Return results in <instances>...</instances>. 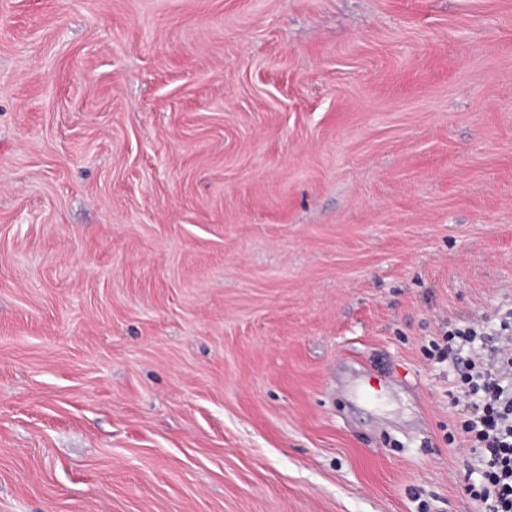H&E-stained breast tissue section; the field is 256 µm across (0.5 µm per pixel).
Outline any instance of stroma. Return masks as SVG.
<instances>
[{"instance_id":"35a3bbf8","label":"stroma","mask_w":512,"mask_h":512,"mask_svg":"<svg viewBox=\"0 0 512 512\" xmlns=\"http://www.w3.org/2000/svg\"><path fill=\"white\" fill-rule=\"evenodd\" d=\"M510 302L512 0H0V512H475Z\"/></svg>"}]
</instances>
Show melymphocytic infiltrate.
Segmentation results:
<instances>
[{
  "label": "lymphocytic infiltrate",
  "mask_w": 512,
  "mask_h": 512,
  "mask_svg": "<svg viewBox=\"0 0 512 512\" xmlns=\"http://www.w3.org/2000/svg\"><path fill=\"white\" fill-rule=\"evenodd\" d=\"M481 410L464 431L480 450L482 481L469 486L479 512H512V345L466 363Z\"/></svg>",
  "instance_id": "1"
}]
</instances>
